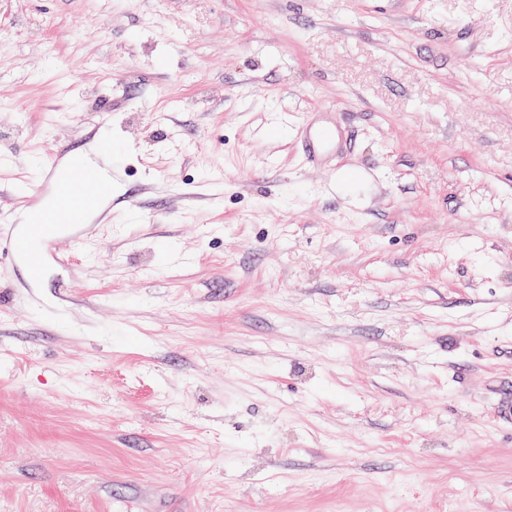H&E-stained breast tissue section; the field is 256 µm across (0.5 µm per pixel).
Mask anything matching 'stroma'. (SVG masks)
Returning <instances> with one entry per match:
<instances>
[{
	"instance_id": "stroma-1",
	"label": "stroma",
	"mask_w": 512,
	"mask_h": 512,
	"mask_svg": "<svg viewBox=\"0 0 512 512\" xmlns=\"http://www.w3.org/2000/svg\"><path fill=\"white\" fill-rule=\"evenodd\" d=\"M105 104L95 240L0 259V512H512V0H0V217ZM304 142L306 163L313 168H323L330 157L336 154L338 134L336 121L313 123L306 115L297 124Z\"/></svg>"
}]
</instances>
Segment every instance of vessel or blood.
<instances>
[{"mask_svg":"<svg viewBox=\"0 0 512 512\" xmlns=\"http://www.w3.org/2000/svg\"><path fill=\"white\" fill-rule=\"evenodd\" d=\"M298 131L307 164L325 167L338 144L335 122L317 124L304 117ZM114 175L108 144H101L91 161L57 147L30 192L26 221L0 225V258L23 266L32 282L43 278L48 261L69 262L92 237L96 226L91 218L111 196ZM63 234L70 237L68 249L53 251V242Z\"/></svg>","mask_w":512,"mask_h":512,"instance_id":"1","label":"vessel or blood"}]
</instances>
